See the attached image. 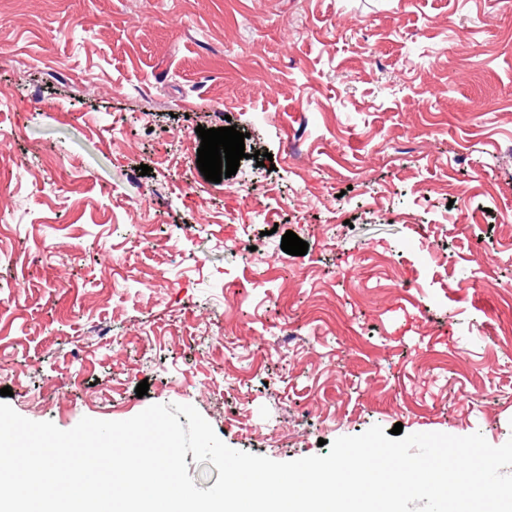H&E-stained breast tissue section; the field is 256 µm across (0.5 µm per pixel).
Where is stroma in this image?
Wrapping results in <instances>:
<instances>
[{"label": "stroma", "instance_id": "obj_1", "mask_svg": "<svg viewBox=\"0 0 512 512\" xmlns=\"http://www.w3.org/2000/svg\"><path fill=\"white\" fill-rule=\"evenodd\" d=\"M0 110L21 416L190 404L277 462L398 422L512 439L505 0H0ZM229 123L213 183L196 129Z\"/></svg>", "mask_w": 512, "mask_h": 512}]
</instances>
